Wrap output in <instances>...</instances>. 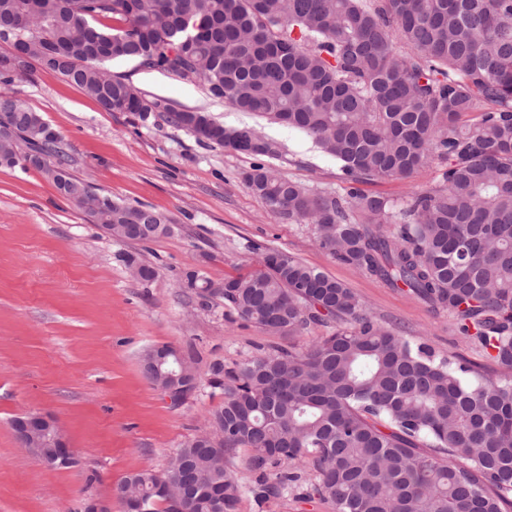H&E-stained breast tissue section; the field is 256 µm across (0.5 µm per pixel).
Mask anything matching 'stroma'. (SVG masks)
<instances>
[{"label": "stroma", "mask_w": 512, "mask_h": 512, "mask_svg": "<svg viewBox=\"0 0 512 512\" xmlns=\"http://www.w3.org/2000/svg\"><path fill=\"white\" fill-rule=\"evenodd\" d=\"M148 98L208 113L227 126L257 127L275 141L274 165L285 178L318 191L342 188L336 161L314 151L299 131L212 99L197 84L132 60L110 62ZM40 112L58 132L71 172L114 199L165 215L169 234L147 243L111 238L57 192L41 171L0 167V512H81L109 504L131 473L162 472L200 434L224 396L207 383L214 362L233 366L257 347L303 349L332 327L316 323L272 335L242 321L220 298L201 307L182 286L200 270L212 285L261 267L259 246L287 251L346 284L379 321L436 353L498 376L500 368L447 313H434L408 292L384 287L322 249L312 225L283 223L243 183L255 157L208 144L152 113L148 120L106 112L56 73L0 81V94ZM435 162L409 179H379L367 192L394 200L441 183ZM155 270L144 282L124 260ZM171 345L195 359L198 387L182 405L144 378L140 357ZM40 411L56 418L73 448L67 467H45L21 448L15 417ZM288 496L243 493L237 512H335L313 491V471Z\"/></svg>", "instance_id": "1"}]
</instances>
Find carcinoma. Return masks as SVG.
I'll return each mask as SVG.
<instances>
[{"instance_id": "1", "label": "carcinoma", "mask_w": 512, "mask_h": 512, "mask_svg": "<svg viewBox=\"0 0 512 512\" xmlns=\"http://www.w3.org/2000/svg\"><path fill=\"white\" fill-rule=\"evenodd\" d=\"M103 19L123 22L112 28ZM30 60L0 56V79L50 70L106 112L145 121L153 112L200 141L275 159L251 126L226 127L200 111L150 100L111 75L114 59L200 84L238 112L306 135L340 163L343 192L310 190L257 163L246 187L282 221L316 227L336 260L448 312L458 331L504 370L483 377L436 355L368 314L344 283L286 251L262 249V268L210 288L196 271L183 287L202 307L220 297L271 334L312 323L335 329L303 350L258 349L208 383L221 447L195 437L164 472L142 471L141 512H236L240 456L260 473L259 495L278 497L315 473L336 512H504L512 505V0H0L1 31L14 24ZM475 112L471 123L463 115ZM0 167L30 157L59 193L96 223L107 201L112 237L167 234L152 208L112 199L72 173L62 137L19 99L0 97ZM443 184L402 203L361 185L409 179L433 161ZM142 232L123 236L132 214ZM177 349L148 383L168 384ZM431 448L433 452L423 451ZM220 497L177 505L163 490L178 459Z\"/></svg>"}]
</instances>
